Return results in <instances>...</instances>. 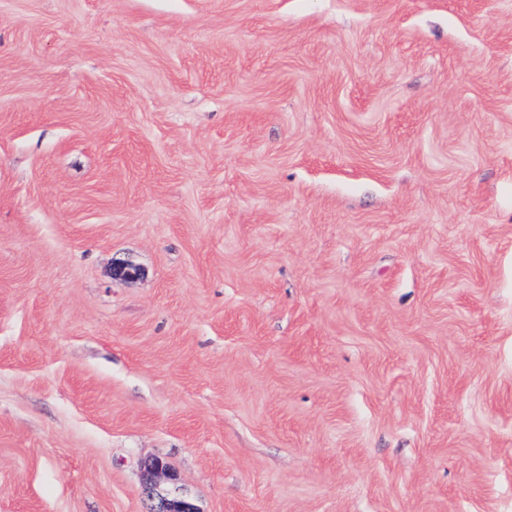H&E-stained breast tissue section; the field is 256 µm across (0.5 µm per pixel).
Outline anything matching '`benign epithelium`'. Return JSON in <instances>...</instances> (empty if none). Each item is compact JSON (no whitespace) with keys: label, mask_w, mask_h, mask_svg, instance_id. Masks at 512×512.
<instances>
[{"label":"benign epithelium","mask_w":512,"mask_h":512,"mask_svg":"<svg viewBox=\"0 0 512 512\" xmlns=\"http://www.w3.org/2000/svg\"><path fill=\"white\" fill-rule=\"evenodd\" d=\"M146 512H201L190 493L179 484L167 462L159 457L143 462Z\"/></svg>","instance_id":"7a95c632"}]
</instances>
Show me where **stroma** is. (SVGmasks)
Returning a JSON list of instances; mask_svg holds the SVG:
<instances>
[{"label": "stroma", "instance_id": "obj_1", "mask_svg": "<svg viewBox=\"0 0 512 512\" xmlns=\"http://www.w3.org/2000/svg\"><path fill=\"white\" fill-rule=\"evenodd\" d=\"M148 457L512 512V0H0V512Z\"/></svg>", "mask_w": 512, "mask_h": 512}]
</instances>
